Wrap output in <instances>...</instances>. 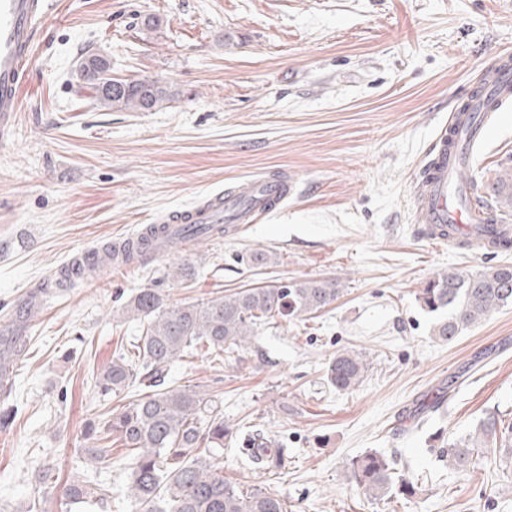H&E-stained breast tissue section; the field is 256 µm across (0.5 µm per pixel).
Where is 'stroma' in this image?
<instances>
[{"label": "stroma", "mask_w": 512, "mask_h": 512, "mask_svg": "<svg viewBox=\"0 0 512 512\" xmlns=\"http://www.w3.org/2000/svg\"><path fill=\"white\" fill-rule=\"evenodd\" d=\"M512 53V0H53L0 146V326L29 292L84 249L157 224L204 195L288 173L291 195L256 224L166 249L146 266L101 267L94 279L33 306L27 355L0 430V512H81L35 472L56 459L61 481L91 475L79 460L89 420L116 407L96 376L139 333L123 312L141 288L206 300L303 279L336 281L326 309L261 329L244 359L206 351L175 360L168 379L203 386L224 419L282 444L281 469H250L237 447L225 477L279 493L290 512H512V464L485 454L466 472L447 450L488 414L512 423V306L446 343L417 294L437 272L512 265V250L448 248L423 238L412 183L451 109L481 69ZM107 57L115 76L152 77L175 98L157 112L92 107L73 75ZM512 171V105L476 144L466 175L486 200ZM255 249L274 253L248 263ZM188 263L192 279L171 278ZM370 364L347 391L327 382L336 353ZM448 399L402 428L403 408ZM395 457L416 491L376 500L346 479L368 450ZM100 512H139L126 450L98 473Z\"/></svg>", "instance_id": "stroma-1"}]
</instances>
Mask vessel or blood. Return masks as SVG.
Wrapping results in <instances>:
<instances>
[{"label":"vessel or blood","mask_w":512,"mask_h":512,"mask_svg":"<svg viewBox=\"0 0 512 512\" xmlns=\"http://www.w3.org/2000/svg\"><path fill=\"white\" fill-rule=\"evenodd\" d=\"M50 0H0V143L11 137L21 110V89L38 41L41 19ZM512 90V56L499 58L490 83L482 85L480 98L461 102L448 117L449 129L458 134L456 160H449L445 148L418 172L414 201L419 221L430 228L452 227L455 246L486 244L498 238L501 226L496 216L457 201L449 192L459 162L467 160L475 142L483 139L485 125L475 109L481 100L500 102ZM291 187L280 179L260 178L240 184L231 193L217 192L188 209L169 214L167 229L215 223L231 216L234 223L252 224L273 212L290 194Z\"/></svg>","instance_id":"b4317fda"}]
</instances>
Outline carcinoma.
Instances as JSON below:
<instances>
[{
    "mask_svg": "<svg viewBox=\"0 0 512 512\" xmlns=\"http://www.w3.org/2000/svg\"><path fill=\"white\" fill-rule=\"evenodd\" d=\"M78 80L93 91V103L104 110L156 112L174 99V91L162 84L149 88V78L124 81L119 92L96 88L94 71L79 64ZM502 218L512 214V173L494 188ZM200 235H224V225L211 224L189 235H172L167 245L182 244ZM339 295L333 281L304 279L271 287L245 288L206 301L171 305L160 288H142L126 304V312L140 321V335L130 349L118 353L97 376L103 396L126 398L133 387L147 395L112 409V417L98 428L85 427L84 437L92 445L82 449L92 470L112 466V449L99 445L98 433L128 448V492L141 512H288V501L259 486L243 487L224 477L215 459L224 442L242 444V454L254 469L280 468L286 449L272 447L260 430L239 432L224 421L220 399L195 386L165 385L170 365L200 347L216 354L245 351L259 328L288 315L318 312ZM429 313L437 315L432 335L452 341L465 329L512 305V266H488L473 272L450 268L434 275L418 294ZM363 356L342 352L329 362L327 378L339 391L358 385L366 372ZM512 428L491 413L474 433L458 440L448 451L450 465L470 470L480 450L498 448L504 461L512 459V448L500 443ZM36 481L45 488L57 486L60 470L56 462L39 465ZM348 480L364 494L383 498L388 494H411L413 481L397 471L394 460L368 452L351 461ZM73 503L104 504L111 489L91 482H74L66 488Z\"/></svg>",
    "mask_w": 512,
    "mask_h": 512,
    "instance_id": "1",
    "label": "carcinoma"
}]
</instances>
